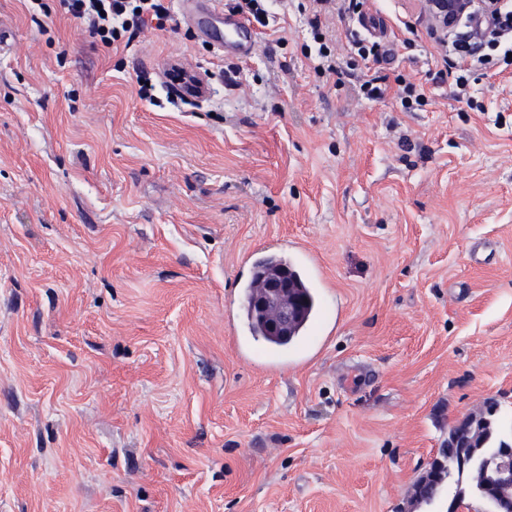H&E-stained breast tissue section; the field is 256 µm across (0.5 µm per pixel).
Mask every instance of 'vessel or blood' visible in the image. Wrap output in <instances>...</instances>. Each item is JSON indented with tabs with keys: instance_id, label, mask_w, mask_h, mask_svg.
<instances>
[{
	"instance_id": "b4317fda",
	"label": "vessel or blood",
	"mask_w": 512,
	"mask_h": 512,
	"mask_svg": "<svg viewBox=\"0 0 512 512\" xmlns=\"http://www.w3.org/2000/svg\"><path fill=\"white\" fill-rule=\"evenodd\" d=\"M187 9L202 34L224 55L246 59L257 53L259 42L253 24L224 10L221 0H187Z\"/></svg>"
}]
</instances>
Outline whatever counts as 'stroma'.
Masks as SVG:
<instances>
[{"mask_svg": "<svg viewBox=\"0 0 512 512\" xmlns=\"http://www.w3.org/2000/svg\"><path fill=\"white\" fill-rule=\"evenodd\" d=\"M269 12L231 88L181 13L112 48L0 0V512H399L455 417L512 432V72L455 98L418 0H371L386 56L325 75ZM285 241L319 313L273 352L240 259ZM167 75L174 84L179 85V87L185 92H179L181 100L187 99L188 96L197 98L204 95L202 81L179 63L169 64ZM359 92L367 99L377 100L387 92V78L374 72L372 75L363 74L359 77Z\"/></svg>", "mask_w": 512, "mask_h": 512, "instance_id": "35a3bbf8", "label": "stroma"}]
</instances>
